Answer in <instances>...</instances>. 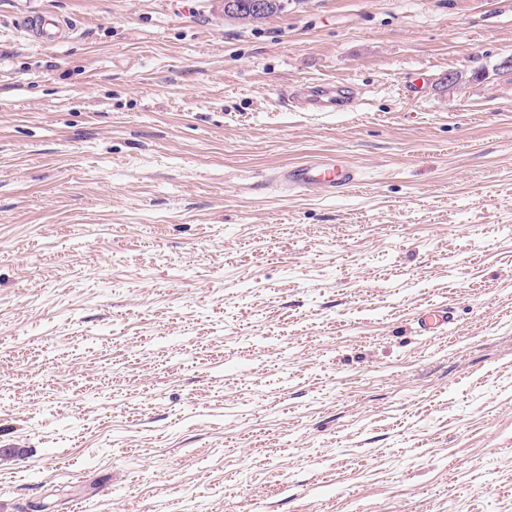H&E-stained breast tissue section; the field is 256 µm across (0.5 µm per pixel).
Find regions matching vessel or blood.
I'll use <instances>...</instances> for the list:
<instances>
[{"mask_svg":"<svg viewBox=\"0 0 512 512\" xmlns=\"http://www.w3.org/2000/svg\"><path fill=\"white\" fill-rule=\"evenodd\" d=\"M71 21L49 13L29 18L24 29L40 42L54 41L61 30L71 28ZM299 96L305 107L312 112H329L341 103L350 104L355 99L352 85L326 82L303 88ZM283 183L298 191L319 190L327 193L345 192L359 182L357 169L333 155H323L309 162L283 169L279 174ZM450 311L437 307L426 311L419 319L422 333L435 336L443 332L451 322Z\"/></svg>","mask_w":512,"mask_h":512,"instance_id":"vessel-or-blood-1","label":"vessel or blood"}]
</instances>
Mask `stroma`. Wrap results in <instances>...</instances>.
<instances>
[{"instance_id": "stroma-1", "label": "stroma", "mask_w": 512, "mask_h": 512, "mask_svg": "<svg viewBox=\"0 0 512 512\" xmlns=\"http://www.w3.org/2000/svg\"><path fill=\"white\" fill-rule=\"evenodd\" d=\"M509 55L512 0H0V512H512ZM264 2L265 9L261 13H253L245 4L242 9L238 10L240 8L239 0H224V9L228 12L233 13L238 10L233 14L224 12V16L238 23L253 24L283 11L284 3H287V1L282 0H265ZM71 20L60 19L49 13L32 16L24 23L27 33L37 37L41 43L55 40L61 30H73ZM305 107L312 112H329L336 109L338 103L351 105L355 99L352 85L348 83L326 82L296 90ZM293 97V100L299 98ZM278 178L297 191L319 190L332 194L350 191L359 182L357 169L334 155H323L283 169ZM452 320L450 311L444 307H437L426 311L419 318L420 332L431 336H436L443 332Z\"/></svg>"}]
</instances>
